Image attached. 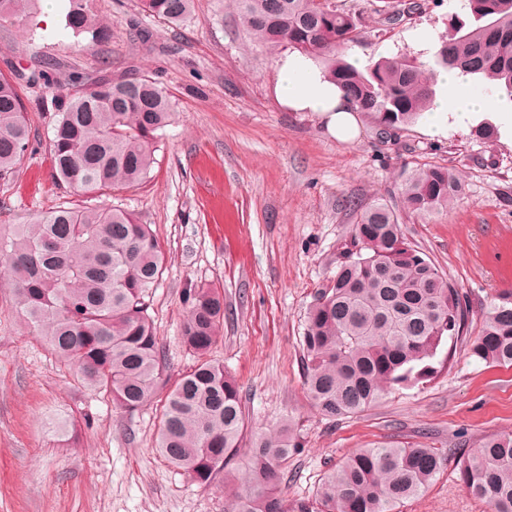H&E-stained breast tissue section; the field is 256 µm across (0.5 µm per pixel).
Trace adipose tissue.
Segmentation results:
<instances>
[{"mask_svg":"<svg viewBox=\"0 0 512 512\" xmlns=\"http://www.w3.org/2000/svg\"><path fill=\"white\" fill-rule=\"evenodd\" d=\"M435 83L441 93L423 115L432 133L447 132L452 125L471 124L490 108L489 97L471 91L468 76L442 72L437 74ZM275 91L279 102L289 110L317 113L336 138L349 140L357 135L355 112L341 89L311 59L299 54L280 58Z\"/></svg>","mask_w":512,"mask_h":512,"instance_id":"ef3b65f1","label":"adipose tissue"}]
</instances>
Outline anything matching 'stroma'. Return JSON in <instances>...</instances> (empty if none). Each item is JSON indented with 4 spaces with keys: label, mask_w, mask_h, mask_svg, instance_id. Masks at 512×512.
Wrapping results in <instances>:
<instances>
[{
    "label": "stroma",
    "mask_w": 512,
    "mask_h": 512,
    "mask_svg": "<svg viewBox=\"0 0 512 512\" xmlns=\"http://www.w3.org/2000/svg\"><path fill=\"white\" fill-rule=\"evenodd\" d=\"M365 33L347 59L365 68L381 56L428 59L409 40L444 35L460 0H419L396 25L380 21L382 0H345ZM54 22L0 21V76L16 82L32 143L21 168L0 180V230L25 224L76 196L52 174V99L79 86L146 74L169 95L174 116L156 133V162L142 185L88 195L93 205L150 225L165 253L151 298L175 381L195 359L180 336L191 289L224 293V326L210 357L240 386L246 435L291 422L298 446L282 495L315 494L326 474L362 448L421 443L470 452L490 434L512 433V366H489L452 341L451 370L420 388L394 391L353 417L329 421L304 386L301 336L316 292L328 285L359 205L390 202L402 164H441L463 195L427 222L404 218L409 242L467 293L472 320L512 291V103L494 100L500 134L484 141L460 128L429 134L416 122L390 140L361 119L354 140L333 137L313 112H294L274 87L278 53L250 45L232 0H195L168 24L138 0H94L111 37L90 41ZM166 394L129 413L82 386L47 343L29 334L0 275V512H233L235 485H201L170 466L155 437ZM400 512H490L444 465Z\"/></svg>",
    "instance_id": "1"
}]
</instances>
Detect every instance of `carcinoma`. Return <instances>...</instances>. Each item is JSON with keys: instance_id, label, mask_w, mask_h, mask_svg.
I'll list each match as a JSON object with an SVG mask.
<instances>
[{"instance_id": "obj_1", "label": "carcinoma", "mask_w": 512, "mask_h": 512, "mask_svg": "<svg viewBox=\"0 0 512 512\" xmlns=\"http://www.w3.org/2000/svg\"><path fill=\"white\" fill-rule=\"evenodd\" d=\"M35 0H0V20L24 22ZM171 23L194 0H140ZM247 33L262 48L292 49L325 72L354 108L383 131L415 122L435 97L425 71L458 70L484 91L512 102V0H462L448 18L433 64L381 56L365 69L345 51L357 43L360 18L339 0H235ZM65 26L97 40L106 27L92 0H70ZM173 117L168 95L143 77L100 81L74 93L53 127L50 152L62 184L89 194L142 185L155 163L152 140ZM30 133L16 85L0 77V179L13 176ZM397 206L375 201L352 225L336 274L309 305L301 347L312 407L325 419L357 415L386 394L422 386L449 363L437 355L470 336L469 354L490 366H512V293L498 296L472 330L467 296L408 242L400 213L425 221L448 212L463 191L448 167L403 165ZM164 253L148 224L117 208L74 204L0 234V267L8 273L29 332L73 366L78 381L134 412L164 385V358L150 297ZM181 338L196 365L169 389L157 448L173 467L208 483L243 448L246 412L240 386L210 359L224 322V295L212 285L190 291ZM290 426L251 440L242 463L235 512H398L428 488L446 457L423 445L362 448L330 471L316 494L280 495L292 453ZM459 481L490 512H512V434L487 436L453 457Z\"/></svg>"}]
</instances>
